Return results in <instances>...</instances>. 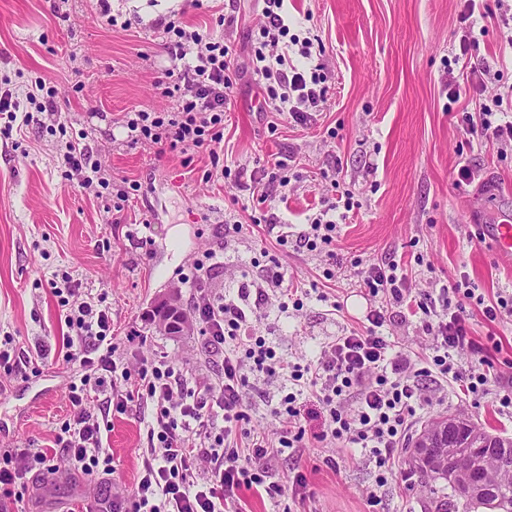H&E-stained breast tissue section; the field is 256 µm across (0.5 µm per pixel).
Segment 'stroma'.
Returning <instances> with one entry per match:
<instances>
[{
    "label": "stroma",
    "instance_id": "obj_1",
    "mask_svg": "<svg viewBox=\"0 0 512 512\" xmlns=\"http://www.w3.org/2000/svg\"><path fill=\"white\" fill-rule=\"evenodd\" d=\"M489 17L477 19L473 62L494 79L480 93L448 95L444 77L459 51L462 0H288V27L297 38L322 46L305 69L325 75V101L308 126L265 105L252 62V40L262 19L260 0H110L119 21L111 26L97 0H0V80L8 83L21 111L37 77L51 78L65 133L32 122L12 136H0V337L17 346L47 348L38 373L0 381V444L48 448L70 413L69 384L79 367L63 348L64 315L48 282L69 272L82 290L105 294L112 308L117 353L128 363L167 356L199 370L205 355L198 331L167 336L147 322L155 304L171 294L188 301L182 270L204 250L216 251L215 284L236 297L232 271L248 265L260 247L276 251L277 230L252 231L245 205L252 179L269 178L276 161L289 159L287 189L268 188V208L290 232L322 207L349 193L355 206L338 222L336 247L345 263L325 280L319 256L289 252L291 280L310 285L302 310L265 304L256 324L277 354L306 363L329 338L359 328L376 300L361 285V269L394 261L408 269L415 288L439 298L447 281L467 276L484 294L512 289V264L495 255L475 234L476 218L512 213V146L469 140L462 113L501 108L497 88L512 85V45L495 17L512 0H486ZM231 20V28L221 19ZM189 31L230 37L236 48L238 80L224 121V163L245 171L241 184L210 181L207 155L185 159L173 152L156 156L152 147L131 143L125 113L163 110L171 102L160 86L170 53L160 20ZM84 138L113 180L141 185L138 199L122 211L78 181L65 180L56 166L64 139ZM482 172L484 184H460V166ZM244 222L236 237L224 227ZM150 245H142V237ZM421 322L389 306L383 328L392 345L416 355L426 349ZM140 341H129L131 332ZM254 417L269 439L282 425L270 411L275 387L254 380L246 394ZM461 415L491 434L512 438V415L491 399L464 398L449 385L427 419ZM142 409L110 420L108 446L112 483L134 489L141 470L146 426ZM407 449L396 453L397 474L384 487L375 483L371 453L310 442L298 452L271 459L275 480L288 483L295 471L307 477L301 498L284 503L243 491L244 512H423L424 497L406 480ZM56 476H35L19 512H84L92 482L58 460ZM376 504H369V491Z\"/></svg>",
    "mask_w": 512,
    "mask_h": 512
}]
</instances>
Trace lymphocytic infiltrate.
I'll use <instances>...</instances> for the list:
<instances>
[{
  "label": "lymphocytic infiltrate",
  "instance_id": "obj_1",
  "mask_svg": "<svg viewBox=\"0 0 512 512\" xmlns=\"http://www.w3.org/2000/svg\"><path fill=\"white\" fill-rule=\"evenodd\" d=\"M285 0H263L260 41L253 49L254 71L276 111L288 113L297 124H311L324 100L319 74H305L294 66L282 41L289 28ZM485 0H464L459 65L450 74V95L461 86L480 90L488 70L473 65L467 52L473 44L474 15H486ZM163 31L173 39L175 52L163 89L170 110L126 113L123 124L132 142L156 146L158 153L207 154L211 167L204 180L224 177V110L234 93L229 74L233 50L224 40L187 33L168 21ZM193 38L196 49L185 52L183 41ZM462 127L481 141L512 144V114L494 116L491 110L462 115ZM65 176L80 175L85 186L115 188L118 201H129L140 189L134 180L112 185L106 169L87 145L68 140L59 152ZM337 224L328 209L311 218L295 239L279 235L278 246L297 247L321 254L327 277H335ZM216 254L204 251L182 274L181 283L193 292L188 308L199 327L211 370L200 377L164 356L140 359L128 366L112 342V308L104 296L82 293L69 273L53 277L49 286L66 309V358L81 372L69 386L70 414L54 438L71 470L96 483L107 482L112 456L104 445L109 415L135 407L149 409L142 470L134 490L112 489V512H229L244 489L262 488L269 498L300 495L306 486L303 472L289 484L273 481L272 455L285 448H302L307 441L330 445L354 444L370 449L377 471V486H385L395 472L394 451L403 447L425 408L433 402L422 386V376L436 374L456 383L474 398L494 397L501 411L512 414V361L499 360L502 343L495 336L475 340L469 307L477 303L488 323L512 318V292L499 291L484 299L460 279L442 286V313L431 296L415 291L407 270L397 263L373 264L362 272L371 295H383L423 315V339L430 352L426 364L393 351L381 329L383 309L370 310L362 329L334 337L322 346L315 362L300 365L277 357L265 338L255 335L256 312L245 311L235 300L213 288L211 271ZM286 269L272 260L256 281L261 300L275 297L280 308L300 306L297 289L285 287ZM467 352L471 367H464L458 352ZM292 382L272 417L288 422L278 441L256 428L245 393L251 379ZM53 455L42 448H0V512H12L23 501L30 476L55 473Z\"/></svg>",
  "mask_w": 512,
  "mask_h": 512
}]
</instances>
